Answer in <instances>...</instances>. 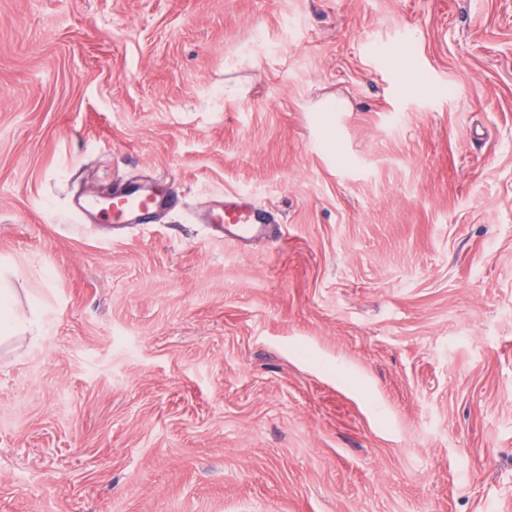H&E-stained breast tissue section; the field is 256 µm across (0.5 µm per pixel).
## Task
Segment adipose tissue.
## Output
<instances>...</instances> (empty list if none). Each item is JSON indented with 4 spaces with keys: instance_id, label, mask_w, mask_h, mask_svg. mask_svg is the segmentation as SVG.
I'll return each mask as SVG.
<instances>
[{
    "instance_id": "obj_1",
    "label": "adipose tissue",
    "mask_w": 512,
    "mask_h": 512,
    "mask_svg": "<svg viewBox=\"0 0 512 512\" xmlns=\"http://www.w3.org/2000/svg\"><path fill=\"white\" fill-rule=\"evenodd\" d=\"M19 271L15 261L0 259V346L19 342L36 345L49 332L50 321L44 305L34 296L20 298L15 287Z\"/></svg>"
}]
</instances>
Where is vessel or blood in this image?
Returning <instances> with one entry per match:
<instances>
[{
  "label": "vessel or blood",
  "mask_w": 512,
  "mask_h": 512,
  "mask_svg": "<svg viewBox=\"0 0 512 512\" xmlns=\"http://www.w3.org/2000/svg\"><path fill=\"white\" fill-rule=\"evenodd\" d=\"M174 200V192L164 181L150 185L129 182L114 191L111 204L84 199L73 205L72 212L79 216L93 210L114 224H146L160 213L169 211ZM210 221L223 227L225 237L239 241L265 235L268 231L264 212L237 195L225 196L212 211Z\"/></svg>",
  "instance_id": "b4317fda"
}]
</instances>
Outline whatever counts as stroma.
Returning a JSON list of instances; mask_svg holds the SVG:
<instances>
[{
    "label": "stroma",
    "instance_id": "stroma-1",
    "mask_svg": "<svg viewBox=\"0 0 512 512\" xmlns=\"http://www.w3.org/2000/svg\"><path fill=\"white\" fill-rule=\"evenodd\" d=\"M1 256L0 512H512V0H0ZM167 179L156 180L151 185L136 182L116 187L112 206L97 204L95 200H78L71 211L76 217L94 210L113 224H147L160 213L169 211L175 200V193L165 186ZM210 223L224 226V238L239 241L265 235L269 228L264 212L239 195H224L212 211ZM15 261L9 257L0 260V346L18 342L29 346L38 344L48 335L50 321L45 306L29 294L24 305L15 288L19 281Z\"/></svg>",
    "mask_w": 512,
    "mask_h": 512
}]
</instances>
